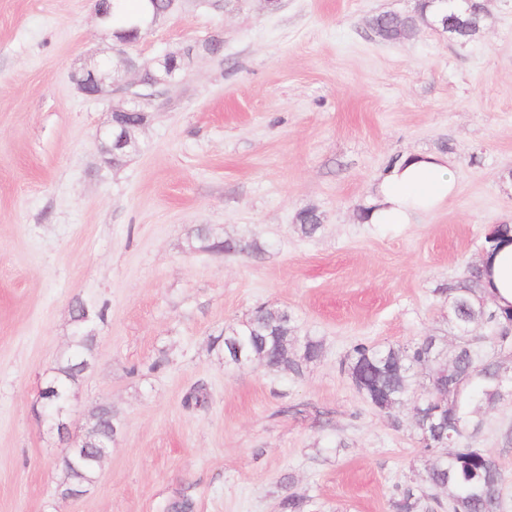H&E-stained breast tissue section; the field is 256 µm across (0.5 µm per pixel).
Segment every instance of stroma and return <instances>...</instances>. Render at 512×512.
Listing matches in <instances>:
<instances>
[{
    "mask_svg": "<svg viewBox=\"0 0 512 512\" xmlns=\"http://www.w3.org/2000/svg\"><path fill=\"white\" fill-rule=\"evenodd\" d=\"M417 3L179 0L130 55L148 65L211 34L224 54L158 88L140 151L113 167L98 131L121 97L70 80L121 63L95 0H0V512H168L182 495L195 512H279L287 478L311 512H389L395 485L423 482L411 406L378 412L341 362L359 340L459 341L437 289L512 224V0H484L492 20L467 42L425 24L379 42L370 19ZM433 153L453 196L407 224L361 220L393 159ZM307 208L311 238L295 224ZM201 225L266 251L194 249ZM80 301L104 318L71 432L100 403L123 430L73 499L40 392ZM262 303L322 340L301 374L225 364L218 336ZM198 382L210 406L186 409ZM478 420L512 512V397Z\"/></svg>",
    "mask_w": 512,
    "mask_h": 512,
    "instance_id": "1",
    "label": "stroma"
}]
</instances>
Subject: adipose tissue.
I'll use <instances>...</instances> for the list:
<instances>
[{
  "label": "adipose tissue",
  "instance_id": "adipose-tissue-1",
  "mask_svg": "<svg viewBox=\"0 0 512 512\" xmlns=\"http://www.w3.org/2000/svg\"><path fill=\"white\" fill-rule=\"evenodd\" d=\"M455 190L446 158L410 155L396 163L379 185V205L370 220L375 224H406L412 215L429 210ZM486 297L494 306L512 308V236L483 252Z\"/></svg>",
  "mask_w": 512,
  "mask_h": 512
}]
</instances>
